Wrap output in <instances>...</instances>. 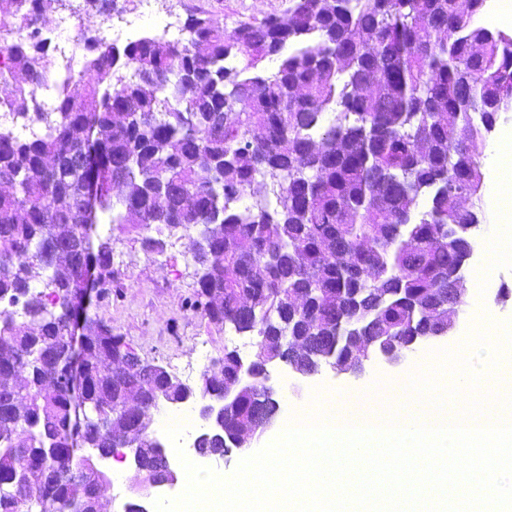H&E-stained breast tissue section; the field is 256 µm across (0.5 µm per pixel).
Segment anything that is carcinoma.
<instances>
[{
  "instance_id": "1",
  "label": "carcinoma",
  "mask_w": 512,
  "mask_h": 512,
  "mask_svg": "<svg viewBox=\"0 0 512 512\" xmlns=\"http://www.w3.org/2000/svg\"><path fill=\"white\" fill-rule=\"evenodd\" d=\"M53 0H0L10 23L0 84L18 137L0 128V512H100L108 459L123 438L154 460L139 405L117 378L126 342L85 312L84 434L69 433L71 397L44 385L45 346L81 309L78 230L97 136L102 171L121 188L94 224L188 232L207 227L192 307L255 338L281 322L348 362L357 337L404 352L448 324V289L482 224L479 158L500 114L512 111V34L478 24L486 0H291L283 14L228 33L192 15L186 37L118 45L86 29L70 77L59 74L44 15ZM275 58L277 70L259 65ZM71 252L54 259V250ZM112 281V237L93 254ZM206 367L202 387L235 380ZM258 389L224 418L245 436ZM120 426L103 436L97 415Z\"/></svg>"
}]
</instances>
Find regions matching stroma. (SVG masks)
I'll return each mask as SVG.
<instances>
[{
	"instance_id": "35a3bbf8",
	"label": "stroma",
	"mask_w": 512,
	"mask_h": 512,
	"mask_svg": "<svg viewBox=\"0 0 512 512\" xmlns=\"http://www.w3.org/2000/svg\"><path fill=\"white\" fill-rule=\"evenodd\" d=\"M179 15L187 18L202 13L220 20L233 30L243 20L284 13L289 0H166ZM512 141V112L498 119L488 136L480 163L484 173L483 200H490L494 175L503 162H512V152L501 151L502 143ZM144 231L121 224L96 225L92 238L112 240V282L102 289L92 307L142 358L164 367L188 383H196L210 360L222 357L225 349L251 354V338L209 323L189 309L196 291V264L190 239L183 230L164 231L163 251L147 252ZM469 288L464 313L453 333L424 343L416 352L395 365L374 362L362 377L339 375L327 370L302 381L284 372H275L274 384L282 404L308 406L314 392L342 395L364 391L376 381L410 373L415 365L431 358L433 352L455 349L460 336L471 326L470 314L478 309L493 311L499 322L512 323V256L488 261L483 246H476L466 270Z\"/></svg>"
}]
</instances>
